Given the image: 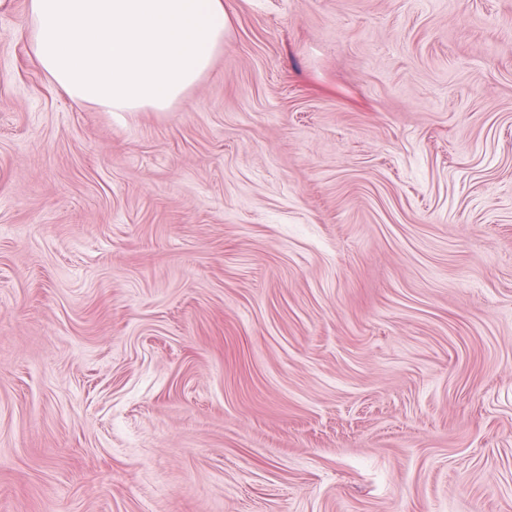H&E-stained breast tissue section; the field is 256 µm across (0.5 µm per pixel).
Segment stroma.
Here are the masks:
<instances>
[{
  "mask_svg": "<svg viewBox=\"0 0 512 512\" xmlns=\"http://www.w3.org/2000/svg\"><path fill=\"white\" fill-rule=\"evenodd\" d=\"M0 0V512H512V0H224L164 111Z\"/></svg>",
  "mask_w": 512,
  "mask_h": 512,
  "instance_id": "stroma-1",
  "label": "stroma"
}]
</instances>
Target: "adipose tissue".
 <instances>
[{"label": "adipose tissue", "instance_id": "1", "mask_svg": "<svg viewBox=\"0 0 512 512\" xmlns=\"http://www.w3.org/2000/svg\"><path fill=\"white\" fill-rule=\"evenodd\" d=\"M20 32L77 107L164 111L224 49L223 0H28Z\"/></svg>", "mask_w": 512, "mask_h": 512}]
</instances>
